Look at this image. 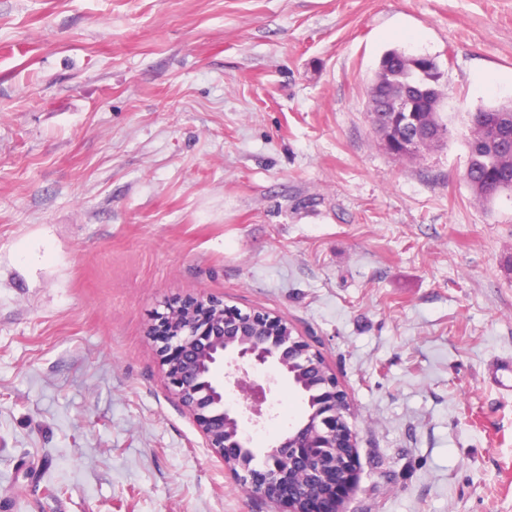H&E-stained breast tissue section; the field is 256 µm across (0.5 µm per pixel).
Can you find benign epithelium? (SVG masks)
<instances>
[{
	"label": "benign epithelium",
	"instance_id": "obj_1",
	"mask_svg": "<svg viewBox=\"0 0 512 512\" xmlns=\"http://www.w3.org/2000/svg\"><path fill=\"white\" fill-rule=\"evenodd\" d=\"M417 95L410 88L392 98L390 111H415ZM441 132L412 130L403 137V157L430 149ZM160 343L165 374L188 409L208 447L224 460L231 477L280 512H337L336 487L354 483L356 446L348 418L350 402L336 373L288 322L262 312L243 313L210 298L171 304L152 325ZM269 367L298 391H314L321 403L288 427L256 466L238 455L245 427L271 420L272 386L246 380L243 364ZM230 392L244 402L226 405Z\"/></svg>",
	"mask_w": 512,
	"mask_h": 512
}]
</instances>
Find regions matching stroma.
<instances>
[{"instance_id":"1","label":"stroma","mask_w":512,"mask_h":512,"mask_svg":"<svg viewBox=\"0 0 512 512\" xmlns=\"http://www.w3.org/2000/svg\"><path fill=\"white\" fill-rule=\"evenodd\" d=\"M449 139L382 147L391 49ZM512 103V0H0V512H274L224 469L149 329L208 297L290 323L347 393L341 512H512V194L467 117ZM251 429L267 449L305 414ZM416 57L418 56L407 55L398 49H391L383 55L370 87L372 102L370 118L375 129L377 124L383 121L384 116L392 114L384 112L389 95L393 90L398 89L412 72V64ZM376 130L381 135V129ZM503 105L480 109L471 113L468 120V161L464 178L474 198L483 203L494 200L500 188H509L512 192V112H491ZM493 119L499 125V143L490 141L486 135L487 122ZM502 144L507 146L501 148Z\"/></svg>"}]
</instances>
